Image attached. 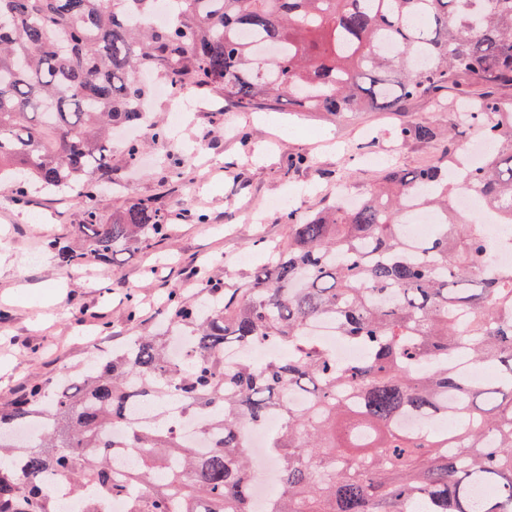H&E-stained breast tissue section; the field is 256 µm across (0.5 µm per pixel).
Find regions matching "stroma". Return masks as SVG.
Masks as SVG:
<instances>
[{
	"mask_svg": "<svg viewBox=\"0 0 512 512\" xmlns=\"http://www.w3.org/2000/svg\"><path fill=\"white\" fill-rule=\"evenodd\" d=\"M201 109L168 142L129 163L125 140L112 141V173L98 193L101 215L153 199L171 231L132 243L117 260L58 264L47 245L70 240L81 221L77 200L28 183L23 195L0 189V399L31 381H52L84 365L94 350L154 331L172 287L193 301L189 271L223 260L225 287L246 282L259 255L253 244L285 242L288 223L271 200L299 191V206L316 210L342 185L357 187L378 168L365 156L386 155L402 168L432 164L442 145L394 141L391 131L420 121L447 123L432 99L398 112H363L329 121L314 113L241 112L222 90H200ZM307 163L296 166L298 156ZM136 309H129V299Z\"/></svg>",
	"mask_w": 512,
	"mask_h": 512,
	"instance_id": "obj_1",
	"label": "stroma"
}]
</instances>
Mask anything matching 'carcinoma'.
Wrapping results in <instances>:
<instances>
[{"label": "carcinoma", "mask_w": 512, "mask_h": 512, "mask_svg": "<svg viewBox=\"0 0 512 512\" xmlns=\"http://www.w3.org/2000/svg\"><path fill=\"white\" fill-rule=\"evenodd\" d=\"M144 72L218 87L241 112L398 111L445 88L466 108L395 130L443 138L438 164L377 173L349 207L288 211V249L242 287L195 305L175 287L162 331L1 401L0 512H63L53 471L81 512L116 498L124 512H260L241 434L271 414L269 512H512V267L453 204L468 191L512 226V0H0V183L80 199L82 247L53 245L63 266L167 231L148 199L103 221L92 189L112 171V130L147 121ZM470 127L494 149L455 173L453 129ZM148 130L129 161L166 142ZM415 206L439 216L422 240L401 228ZM322 319L363 357L337 360L311 333ZM266 345L264 362L245 357ZM456 356L496 378H459ZM176 412L199 416L207 447L180 437ZM36 420L35 439L14 438Z\"/></svg>", "instance_id": "carcinoma-1"}]
</instances>
